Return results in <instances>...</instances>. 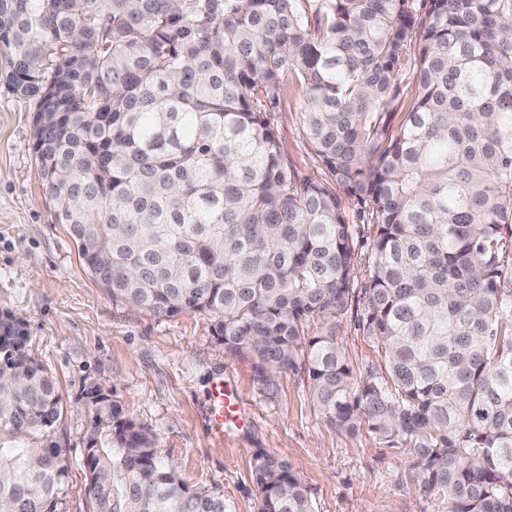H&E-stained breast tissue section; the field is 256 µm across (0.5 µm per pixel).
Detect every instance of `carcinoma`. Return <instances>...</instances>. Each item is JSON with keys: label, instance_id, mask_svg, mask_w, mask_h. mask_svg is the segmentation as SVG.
<instances>
[{"label": "carcinoma", "instance_id": "obj_1", "mask_svg": "<svg viewBox=\"0 0 512 512\" xmlns=\"http://www.w3.org/2000/svg\"><path fill=\"white\" fill-rule=\"evenodd\" d=\"M0 47L55 220L107 254L89 273L112 300L206 318L266 387L307 375L330 425L406 451L448 512H512V0H0ZM291 79L325 182L270 117ZM339 190L373 227L361 321L387 379L353 382L337 342ZM24 340L0 320V509L55 512L62 398ZM93 406V512H225ZM254 482L257 512H313L286 461Z\"/></svg>", "mask_w": 512, "mask_h": 512}]
</instances>
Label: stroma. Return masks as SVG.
<instances>
[{"label":"stroma","instance_id":"stroma-1","mask_svg":"<svg viewBox=\"0 0 512 512\" xmlns=\"http://www.w3.org/2000/svg\"><path fill=\"white\" fill-rule=\"evenodd\" d=\"M0 52V319L27 334L26 349L52 376L63 398L57 440L68 467L57 512H93L84 465L92 420L90 393L148 428L160 454L191 488L224 497L226 512H256L253 473L262 453L285 460L311 490L315 512H446L438 495L407 479L408 457L367 429L352 434L325 422L307 376L287 372L273 387L249 360L225 355L207 319L158 318L113 302L79 259L66 225L56 223L29 150L32 99L8 84ZM305 96L291 86L273 120L284 154L300 175L325 179L300 131ZM352 303L336 337L354 377L385 375V357L361 326L368 254L359 251ZM229 384L243 415L224 438L210 429L211 392Z\"/></svg>","mask_w":512,"mask_h":512}]
</instances>
